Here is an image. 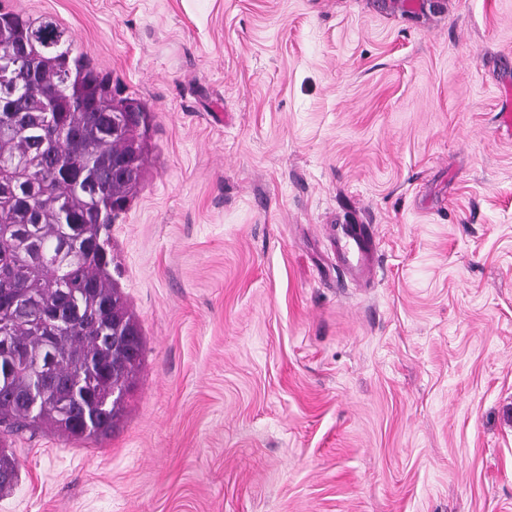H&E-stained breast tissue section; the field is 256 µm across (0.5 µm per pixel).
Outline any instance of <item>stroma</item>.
Returning a JSON list of instances; mask_svg holds the SVG:
<instances>
[{"mask_svg":"<svg viewBox=\"0 0 512 512\" xmlns=\"http://www.w3.org/2000/svg\"><path fill=\"white\" fill-rule=\"evenodd\" d=\"M0 7L150 110L124 416L11 436L0 512H512V0ZM377 249L372 224H341L336 231L337 268L343 276L365 279L371 275V253ZM0 439V491L12 489L18 479V462L12 453L5 449Z\"/></svg>","mask_w":512,"mask_h":512,"instance_id":"obj_1","label":"stroma"}]
</instances>
